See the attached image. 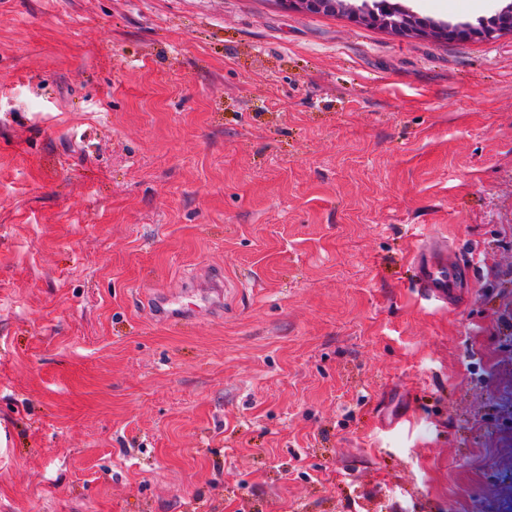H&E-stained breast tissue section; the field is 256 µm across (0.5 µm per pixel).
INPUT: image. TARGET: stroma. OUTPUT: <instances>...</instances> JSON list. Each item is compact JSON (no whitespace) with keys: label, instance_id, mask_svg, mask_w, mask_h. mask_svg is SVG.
Instances as JSON below:
<instances>
[{"label":"stroma","instance_id":"obj_1","mask_svg":"<svg viewBox=\"0 0 512 512\" xmlns=\"http://www.w3.org/2000/svg\"><path fill=\"white\" fill-rule=\"evenodd\" d=\"M508 389L512 34L0 0V512H502ZM418 21V26L415 27H395V33L402 36L423 35L447 40H490L505 32L512 33L511 12L506 13L502 20H496L493 26L483 28L467 27L450 30L443 24L425 25L423 20L418 18ZM443 258L429 261L426 253L417 259L420 286L428 294L438 298L453 295L456 288H461L459 273L462 267L456 262L454 255L448 254L447 249L439 250ZM448 255V256H447ZM153 315L160 316L166 321H186L195 316V311L186 308L179 301L167 296L154 299L151 302Z\"/></svg>","mask_w":512,"mask_h":512}]
</instances>
